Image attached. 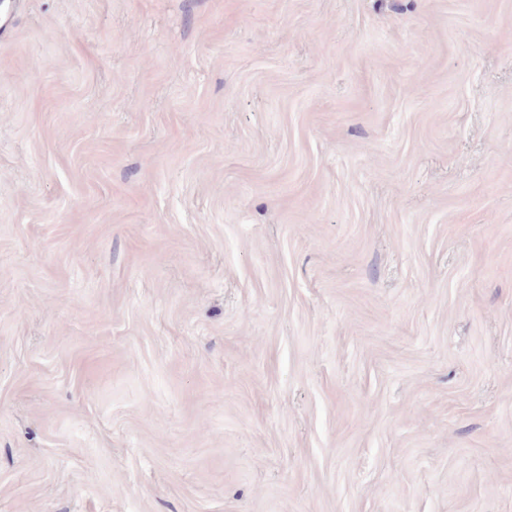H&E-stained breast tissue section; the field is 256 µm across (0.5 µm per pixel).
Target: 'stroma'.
I'll list each match as a JSON object with an SVG mask.
<instances>
[{"instance_id": "obj_1", "label": "stroma", "mask_w": 512, "mask_h": 512, "mask_svg": "<svg viewBox=\"0 0 512 512\" xmlns=\"http://www.w3.org/2000/svg\"><path fill=\"white\" fill-rule=\"evenodd\" d=\"M0 512H512V0H0Z\"/></svg>"}]
</instances>
